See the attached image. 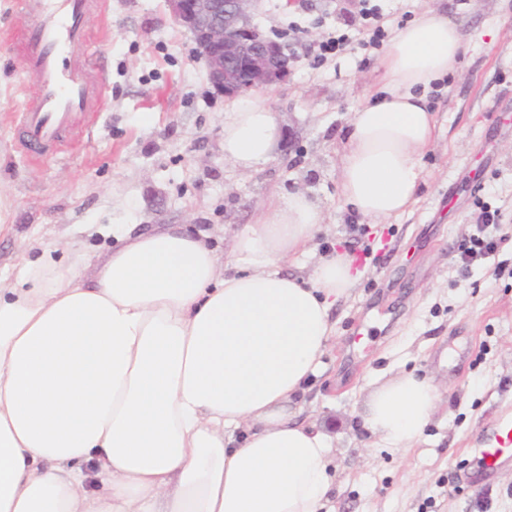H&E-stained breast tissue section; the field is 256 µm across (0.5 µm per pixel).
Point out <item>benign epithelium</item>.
Instances as JSON below:
<instances>
[{
	"label": "benign epithelium",
	"mask_w": 512,
	"mask_h": 512,
	"mask_svg": "<svg viewBox=\"0 0 512 512\" xmlns=\"http://www.w3.org/2000/svg\"><path fill=\"white\" fill-rule=\"evenodd\" d=\"M190 34L215 90L226 98L288 80L296 56L254 22L256 0H166Z\"/></svg>",
	"instance_id": "7a95c632"
}]
</instances>
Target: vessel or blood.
<instances>
[{"label":"vessel or blood","mask_w":512,"mask_h":512,"mask_svg":"<svg viewBox=\"0 0 512 512\" xmlns=\"http://www.w3.org/2000/svg\"><path fill=\"white\" fill-rule=\"evenodd\" d=\"M104 0H23L33 23L23 36L20 65L31 93L15 120L14 140L22 156L38 162L77 142L84 127L103 107L101 66L85 17ZM478 464L469 484L487 485L512 464V414L503 413L484 427Z\"/></svg>","instance_id":"1"}]
</instances>
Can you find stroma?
<instances>
[{"mask_svg": "<svg viewBox=\"0 0 512 512\" xmlns=\"http://www.w3.org/2000/svg\"><path fill=\"white\" fill-rule=\"evenodd\" d=\"M387 35L423 7L442 10L469 35L457 72L430 88L438 141L422 159L418 202L381 224L343 208L339 178L356 108L378 87L382 49L368 47L363 0H258L253 19L287 43L297 62L284 83L255 91L275 112L274 158L241 173L224 158V111L188 33L165 0H107L88 25L104 69L105 106L82 142L43 163L14 148L28 79L16 49L0 42V273L14 274L23 239H67L92 274L112 247V227L187 224L218 250L257 223L271 197L305 191L319 203V258L357 238L360 283L330 315L336 337L324 370L302 397L301 421L332 442L336 512H512V467L489 487L468 486L477 437L512 412V0H377ZM350 44L321 64L317 46ZM498 211L494 258L461 272L451 253L480 207ZM368 330L356 346L355 327ZM414 371L438 394L420 443L371 447L359 421L373 379Z\"/></svg>", "mask_w": 512, "mask_h": 512, "instance_id": "obj_1", "label": "stroma"}]
</instances>
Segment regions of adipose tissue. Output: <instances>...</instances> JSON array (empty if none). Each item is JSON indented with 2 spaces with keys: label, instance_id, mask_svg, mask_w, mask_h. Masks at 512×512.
<instances>
[{
  "label": "adipose tissue",
  "instance_id": "1",
  "mask_svg": "<svg viewBox=\"0 0 512 512\" xmlns=\"http://www.w3.org/2000/svg\"><path fill=\"white\" fill-rule=\"evenodd\" d=\"M458 23L424 7L379 61L340 175L344 207L382 223L417 201L435 145L426 101L463 53ZM272 109L224 114V158L244 173L276 152ZM323 221L305 192L271 201L233 238L226 270L183 224L112 227L93 277L71 242L22 248L0 284V512H331L328 437L292 404L323 370L330 309L358 281L348 255L282 273ZM437 391L411 373L374 385L359 414L375 445L415 447Z\"/></svg>",
  "mask_w": 512,
  "mask_h": 512
}]
</instances>
